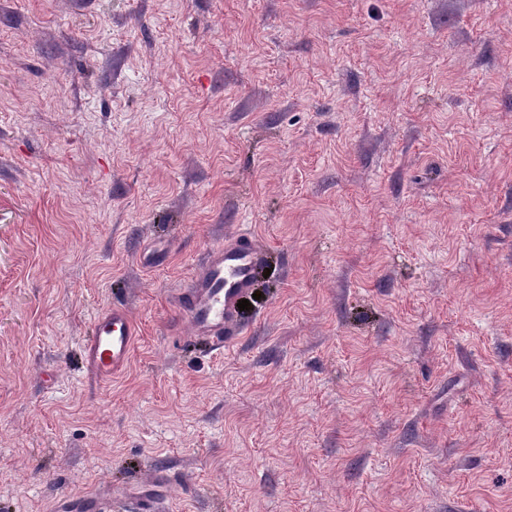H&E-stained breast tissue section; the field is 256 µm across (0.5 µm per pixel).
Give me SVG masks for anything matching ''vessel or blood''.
<instances>
[{
  "label": "vessel or blood",
  "mask_w": 512,
  "mask_h": 512,
  "mask_svg": "<svg viewBox=\"0 0 512 512\" xmlns=\"http://www.w3.org/2000/svg\"><path fill=\"white\" fill-rule=\"evenodd\" d=\"M260 257L256 241L245 233L205 253L189 287L175 300L194 336L220 348L238 332L237 304L252 286ZM136 335L124 307L115 305L98 313L92 322V335L82 349L86 371L98 380L118 374L130 360Z\"/></svg>",
  "instance_id": "vessel-or-blood-1"
}]
</instances>
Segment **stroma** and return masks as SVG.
<instances>
[{"label": "stroma", "mask_w": 512, "mask_h": 512, "mask_svg": "<svg viewBox=\"0 0 512 512\" xmlns=\"http://www.w3.org/2000/svg\"><path fill=\"white\" fill-rule=\"evenodd\" d=\"M241 230L215 349L173 299ZM87 494L512 512V0H0V512ZM135 324L128 311L118 305L98 313L92 322V336L82 349V364L97 380H111L129 362Z\"/></svg>", "instance_id": "obj_1"}]
</instances>
